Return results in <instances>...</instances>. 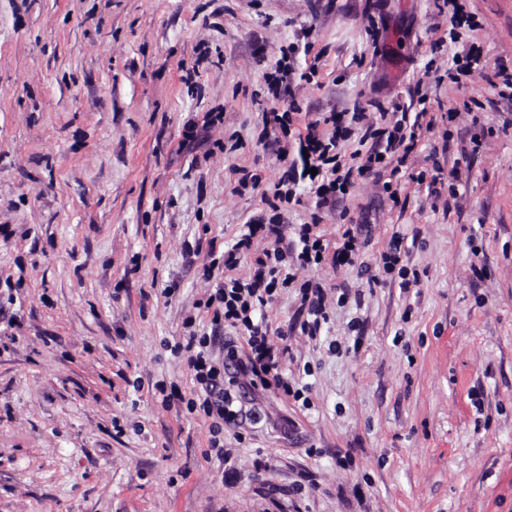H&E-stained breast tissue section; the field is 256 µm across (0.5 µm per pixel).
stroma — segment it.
<instances>
[{"label":"stroma","instance_id":"stroma-1","mask_svg":"<svg viewBox=\"0 0 512 512\" xmlns=\"http://www.w3.org/2000/svg\"><path fill=\"white\" fill-rule=\"evenodd\" d=\"M465 4L453 43L445 0H0V512H512V0ZM291 45L314 76L276 100ZM422 96L398 180L322 209L298 186L285 244L370 238L264 310L307 403L251 385L204 304L284 168L264 113H362L347 156ZM192 332L233 420L188 407ZM289 53H293V48H288V54L282 52L280 59L275 63L274 71L267 77L268 91L274 99H279L289 90L288 73L292 71ZM300 295L301 308L306 309L309 316L303 327L309 336L316 337L321 331L322 324H326L328 320L321 288L318 285L313 288L308 284L305 288H300Z\"/></svg>","mask_w":512,"mask_h":512}]
</instances>
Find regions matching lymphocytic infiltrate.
<instances>
[{"mask_svg": "<svg viewBox=\"0 0 512 512\" xmlns=\"http://www.w3.org/2000/svg\"><path fill=\"white\" fill-rule=\"evenodd\" d=\"M427 110L416 112L414 118H400L390 127L366 126L360 137L369 143L368 151H354L353 165L342 169L339 143L343 139L336 115L323 117L326 131H319V124L310 123L298 141L304 153L301 157L304 169L309 170V189L316 198L317 207L330 205L336 197L346 194L352 186L354 176L389 173L398 177L404 164L405 152L414 149ZM298 180L294 166H286L271 197L265 198L267 213L254 216L245 233L224 252L223 265L226 270L224 281L211 295L214 302L213 323H224L243 336L249 346L246 360L240 370L249 375L252 383L278 390L284 395L299 397L300 389L290 384L280 368V353L270 340L269 329L262 317L263 309L272 301L279 288L287 286L293 279L282 263L289 255L282 245V205L296 198L294 192ZM266 241L267 247L255 250L254 245ZM253 254V273L241 279L233 274L241 255ZM199 386L197 395L206 415L223 417L230 401L224 391V378L212 363L207 350H199L189 357Z\"/></svg>", "mask_w": 512, "mask_h": 512, "instance_id": "obj_1", "label": "lymphocytic infiltrate"}]
</instances>
